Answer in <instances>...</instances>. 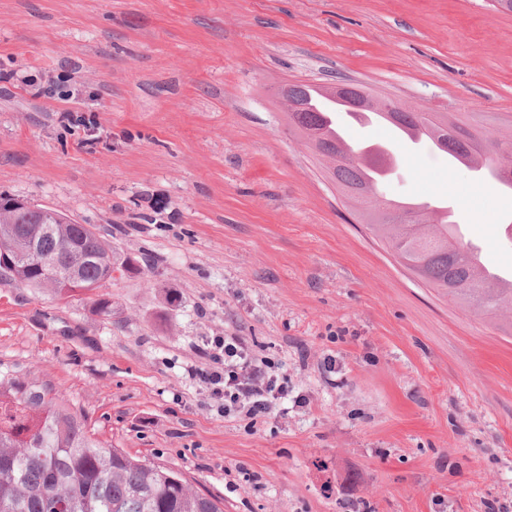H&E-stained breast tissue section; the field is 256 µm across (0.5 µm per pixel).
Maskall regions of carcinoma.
I'll list each match as a JSON object with an SVG mask.
<instances>
[{"mask_svg": "<svg viewBox=\"0 0 512 512\" xmlns=\"http://www.w3.org/2000/svg\"><path fill=\"white\" fill-rule=\"evenodd\" d=\"M311 86L299 83L295 99L305 105L293 113L307 130H323L325 138L312 151L336 154V133L326 127L324 113L311 105ZM391 124L414 128L461 164L490 174L494 186L512 165L498 160L499 143L436 112H397ZM361 157H346L334 168L332 183L351 204L373 234L399 262L425 285L478 314L500 318L512 309V284L504 288L482 276L471 262L464 244L448 239L440 224H390L379 212L382 202L370 203L360 190L370 186ZM13 224L0 232V249L36 226H48L39 239L40 255L57 268L72 266L77 255L87 257L79 267L77 296L92 300L97 314L112 315V301L95 297V291L114 280L111 272L123 270L127 260L118 257L112 242L94 224H70L69 215L47 206H14ZM38 266L22 269L0 282L40 292ZM0 512H224V504L199 490L175 469L147 462L101 441L88 416L46 383L14 372L0 371Z\"/></svg>", "mask_w": 512, "mask_h": 512, "instance_id": "cac0c4a2", "label": "carcinoma"}]
</instances>
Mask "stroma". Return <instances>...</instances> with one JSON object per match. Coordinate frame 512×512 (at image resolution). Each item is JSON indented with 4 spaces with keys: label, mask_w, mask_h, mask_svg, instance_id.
Here are the masks:
<instances>
[{
    "label": "stroma",
    "mask_w": 512,
    "mask_h": 512,
    "mask_svg": "<svg viewBox=\"0 0 512 512\" xmlns=\"http://www.w3.org/2000/svg\"><path fill=\"white\" fill-rule=\"evenodd\" d=\"M65 74L63 91L24 82ZM353 81L512 137L490 0H0V192L98 225L135 268L91 302L0 284V370L224 512H512V335L404 269L273 95ZM95 116L63 128L60 110ZM395 198L448 201L512 273V191L406 138ZM151 254L153 267L142 256ZM236 336L288 379L257 421L193 370Z\"/></svg>",
    "instance_id": "1"
}]
</instances>
